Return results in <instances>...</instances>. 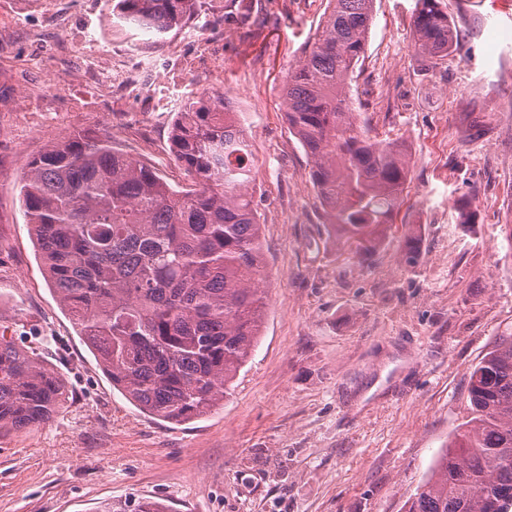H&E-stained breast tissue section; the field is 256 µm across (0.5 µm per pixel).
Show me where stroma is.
Returning a JSON list of instances; mask_svg holds the SVG:
<instances>
[{"label":"stroma","mask_w":512,"mask_h":512,"mask_svg":"<svg viewBox=\"0 0 512 512\" xmlns=\"http://www.w3.org/2000/svg\"><path fill=\"white\" fill-rule=\"evenodd\" d=\"M198 0L186 28L144 39L112 0H0V332L59 372L69 399L0 437V512H94L161 500L174 512H404L471 416V368L512 332V0H444L456 49L413 46L417 0H375L351 83L369 135L402 144L403 201L376 250L327 238L312 162L282 85L327 0ZM141 55L152 81L105 94L89 59ZM224 95L252 151L262 224L261 336L229 395L175 425L118 390L47 282L19 193L28 160L75 130L173 186L186 98ZM467 200L472 224L457 221ZM420 236L416 265L402 259Z\"/></svg>","instance_id":"1"}]
</instances>
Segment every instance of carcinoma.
Here are the masks:
<instances>
[{
  "instance_id": "1",
  "label": "carcinoma",
  "mask_w": 512,
  "mask_h": 512,
  "mask_svg": "<svg viewBox=\"0 0 512 512\" xmlns=\"http://www.w3.org/2000/svg\"><path fill=\"white\" fill-rule=\"evenodd\" d=\"M197 0H117L119 16L164 33ZM374 0H328L283 97L290 131L312 161L328 235L364 253L386 237L409 161L357 124L350 84L363 59ZM414 48L432 65L456 46L442 0H418ZM174 160L195 188L177 191L106 136L77 130L32 159L20 192L60 306L120 391L143 412L182 424L224 400L258 344L266 306L251 149L224 96L183 105ZM472 417L460 424L405 512H512V333L469 372ZM64 380L36 353L0 336V435L47 422ZM99 512H169L155 500Z\"/></svg>"
}]
</instances>
